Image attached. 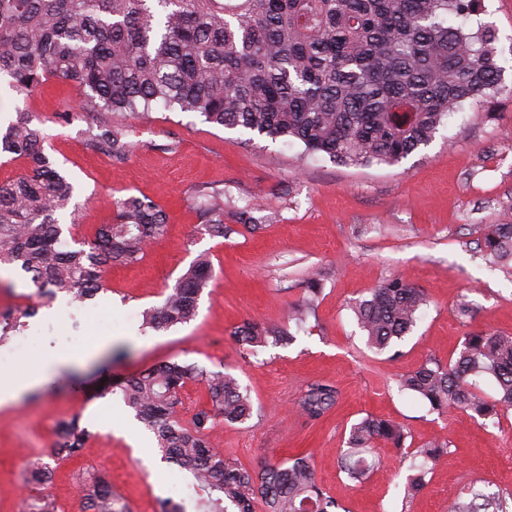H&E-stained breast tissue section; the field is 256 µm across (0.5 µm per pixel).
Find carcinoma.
Returning <instances> with one entry per match:
<instances>
[{"label": "carcinoma", "instance_id": "obj_1", "mask_svg": "<svg viewBox=\"0 0 512 512\" xmlns=\"http://www.w3.org/2000/svg\"><path fill=\"white\" fill-rule=\"evenodd\" d=\"M482 0H0V75L26 93L49 76L74 83L81 109L97 112L168 111L198 114L211 124L298 142L346 166L396 165L429 145L444 120L502 89L495 30L473 26ZM127 132L107 120L87 131L90 146L115 159L131 151ZM3 151L26 160L30 172L0 182V263L16 265L40 287L38 295L84 300L105 285L112 266L143 257L164 236L167 214L136 196L116 202L112 222L91 241L61 247L57 214L73 186L44 153L43 135L27 112L0 137ZM204 229L224 236V191L205 188ZM512 277V224H494L480 244ZM213 270L201 256L181 275L163 304L145 312L152 328L192 320ZM307 301L294 308L301 325L315 313L321 274L305 280ZM425 293L404 278L370 291L353 310L368 344L385 351L416 323ZM239 345L277 347L293 336L286 323L245 322L232 332ZM490 376L496 397L487 399L476 378ZM205 386L207 406L188 423L177 416L181 389ZM398 383L434 411H471L481 418L512 409V336L477 331L464 337L455 360H428ZM124 405L154 434L161 460L193 481L197 512H346L315 479L312 459L299 454L258 471L230 464L211 441L221 421L244 423L253 415L248 392L222 371L165 361L116 382ZM338 400L326 382L307 385L298 400L311 420ZM87 430L76 419L61 426L58 451L77 453ZM401 423L367 416L352 424L340 469L361 481L375 465L373 449H403ZM447 453L435 440L410 453L424 465L407 478L403 499L426 485L428 462ZM90 512H130L101 478L83 489ZM447 512H512V492L470 491Z\"/></svg>", "mask_w": 512, "mask_h": 512}]
</instances>
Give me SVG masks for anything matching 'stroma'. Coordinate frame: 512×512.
<instances>
[{"label":"stroma","mask_w":512,"mask_h":512,"mask_svg":"<svg viewBox=\"0 0 512 512\" xmlns=\"http://www.w3.org/2000/svg\"><path fill=\"white\" fill-rule=\"evenodd\" d=\"M478 20L498 33L502 94L453 113L427 147L393 166H339L296 142L162 109L76 114L78 92L66 79L51 77L21 94L0 78V135L18 111L29 112L45 153L73 185L78 211L61 217L63 230L78 223L84 239L93 238L111 221L112 201L130 195L168 216L165 235L137 263L112 267L90 300L37 297L26 274L0 264V312L16 309L22 293L36 310L18 329L32 341L18 369L112 337L82 366L51 374L39 399L0 407V512H20L24 499L42 494L59 512H84L73 482L82 468L111 483L132 512H160L166 499L196 512L192 480L161 461L153 434L140 424L122 432L104 423L126 411L114 381L168 360L231 373L247 389L252 419L212 431L230 462L256 470L310 453L318 483L347 512H445L467 486L512 491V410L489 419L460 409L439 414L397 383L427 360L456 357L469 333L512 336V279L479 247L489 225L512 224V0H483ZM108 117L125 126L133 145L125 160L87 143V129ZM202 186L224 190V221L232 227L226 236L199 230L200 212L189 198ZM239 210L251 211L255 226L236 223ZM202 253L213 277L196 317L165 330L145 327L144 311L161 306ZM313 268L322 273V293L314 316L293 328L294 343L242 355L231 331L246 321H286L304 302L303 278ZM394 277L423 289L429 302L394 351L379 353L368 348L353 306ZM464 305L469 315H460ZM315 380L333 384L339 397L323 419L311 421L296 404ZM369 415L403 423L407 437L403 451L377 449L379 462L360 484L340 471L338 456L351 425ZM73 417L90 436L73 457L55 458L57 430ZM438 436L447 454L413 502L402 504L411 473L404 451ZM38 458L52 474L25 484L27 463Z\"/></svg>","instance_id":"1"}]
</instances>
